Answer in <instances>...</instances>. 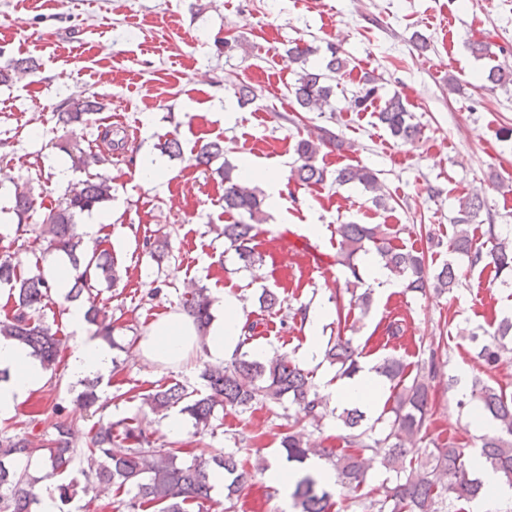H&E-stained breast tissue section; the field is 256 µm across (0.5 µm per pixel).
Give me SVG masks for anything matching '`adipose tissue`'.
<instances>
[{"label":"adipose tissue","instance_id":"1","mask_svg":"<svg viewBox=\"0 0 512 512\" xmlns=\"http://www.w3.org/2000/svg\"><path fill=\"white\" fill-rule=\"evenodd\" d=\"M66 317L73 330L81 335L80 345L70 358L72 373L98 375L109 379L112 371V353L98 340L85 336V310L72 305ZM242 313L234 298L224 300V316L211 323L207 335H199L194 323L182 314L170 312L155 320L140 345L144 363L176 366L188 365L196 352H205L213 362H223L240 340ZM0 370L7 371V380L0 381V418L12 414L31 391L44 382L38 361L17 342L0 337ZM339 403L357 402L366 409L378 407L383 399L382 379L375 373L372 362H365L359 375L345 381L334 390Z\"/></svg>","mask_w":512,"mask_h":512}]
</instances>
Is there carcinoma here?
<instances>
[{
	"label": "carcinoma",
	"mask_w": 512,
	"mask_h": 512,
	"mask_svg": "<svg viewBox=\"0 0 512 512\" xmlns=\"http://www.w3.org/2000/svg\"><path fill=\"white\" fill-rule=\"evenodd\" d=\"M330 56L324 66L310 67L307 59L315 52L309 44L296 43L288 53L300 70L290 86L293 100L304 112H323L332 107L335 84L349 72V58L336 46L328 48ZM35 66L30 58H19L12 66L0 68V84L12 80L20 70ZM361 86L350 100V108L361 112L372 105L377 92V78L366 72L360 78ZM101 109L100 103L78 95L66 100L59 120L65 126L81 125L86 116ZM378 121L392 137L412 143L419 134L413 115L399 95L384 101L377 112ZM336 145V134L321 127L316 137L299 139L294 146L296 159L291 178L304 185H318L327 181V170L318 164L322 149ZM77 170L102 159L87 154L81 141L72 139L60 145ZM224 156V142L203 144L195 155L198 165H209ZM234 166L224 162L216 169L224 181V212L248 215L249 222L224 225V243L234 251L247 268L262 261L252 244L255 225L264 221L260 192L240 183L233 175ZM333 182L338 185L358 183L373 194L372 203L387 207L378 174L366 166H345L336 169ZM112 197L111 179L97 174L81 181L58 203L46 207L37 203L31 187H15L13 210L18 223H45L51 228L47 249L65 255L73 270L68 297L74 301L92 291L94 283L104 280L112 285L119 282L120 270L114 257L106 250L87 254L83 235L78 232L76 215L91 211ZM485 208V201L477 194L459 201L453 224L456 233L451 239V252L467 258L469 266H492L497 273L512 274V238L491 235V248L473 243L469 225ZM400 230L384 224H338L334 265L342 267L344 293L335 297L337 323L348 318L357 306L365 312L371 305L373 286L366 281V273L357 263V256L375 249L389 275L405 285V290L425 295L450 293L460 285L459 271L450 259L432 270L422 251L402 249L392 244ZM0 285L9 286V297L14 301L11 317L0 321V336L10 337L24 345L45 370H55L60 340L52 328L39 317L51 285L42 272L21 271L9 254L0 255ZM265 311L276 314L282 310L283 300L270 289L258 297ZM214 298L209 290L200 287L183 303L185 314L198 329L206 330L213 318ZM87 322L95 326L94 335H112V311L90 305ZM470 339L479 342L478 357L485 370L512 359V318H503L494 331L478 334L470 332ZM421 358L416 372L407 379V364L395 354H387L374 366V371L388 381L400 380L401 389L390 407L370 421L360 408L344 406L340 412L329 408V396L312 383L310 372L286 356L265 362L248 351L236 352L230 361L207 366L201 373L205 391L188 390L178 382L143 395L142 405L155 415L166 418L173 408L194 420L196 431L212 427L215 408L230 407L245 412L258 403L288 402V432L280 439V447L289 462L304 463L311 454H317L333 468L335 483L354 492L352 506L357 512H451L455 500H474L485 493V484L478 477L480 470L490 468L499 472L512 484V393L499 383L474 376L469 396L457 401L464 408L472 403L481 407L485 416L500 427V434L483 439L481 452L473 455L453 439L432 436L433 416L432 382L438 378L447 350L441 344L420 347ZM362 352L346 336H331L323 349V360L336 367V376L351 378L361 370ZM78 400L88 409L103 411L97 393V383L88 381ZM334 414L340 422L342 434L337 436L339 447L315 448L312 430L320 428L326 416ZM156 431L133 425L126 419L109 420L99 424L90 437L83 454L91 461L86 476L100 483H112L130 495L127 506L132 512H190L192 505L201 508L211 500L212 477L224 475L225 499H239L253 478L263 475L270 465L260 461L248 468L237 458L238 451L215 453L196 459L186 465L178 462L180 449L158 445ZM77 431L74 424L61 419L55 424V435L47 447L34 446L31 433L0 434V512H32L38 502L36 485L39 478L15 465L18 458H30L41 452L45 473L43 478H54L66 473L78 454ZM380 457L386 477L382 483L367 491L365 462L370 456ZM295 512H330V494L323 488L319 475L306 472L297 477L291 491Z\"/></svg>",
	"instance_id": "obj_1"
}]
</instances>
